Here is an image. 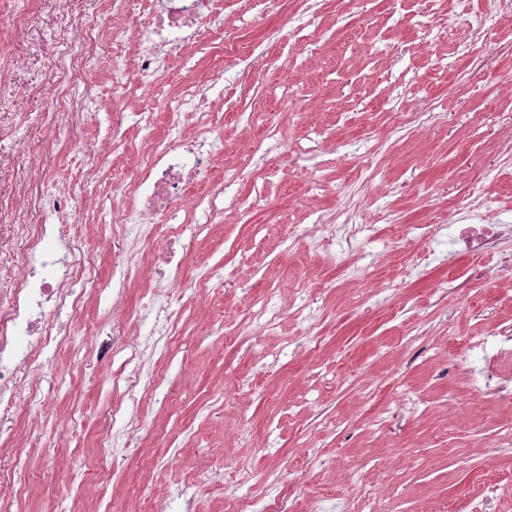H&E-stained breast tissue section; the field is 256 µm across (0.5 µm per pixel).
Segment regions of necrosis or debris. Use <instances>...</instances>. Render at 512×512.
Listing matches in <instances>:
<instances>
[{"instance_id": "1", "label": "necrosis or debris", "mask_w": 512, "mask_h": 512, "mask_svg": "<svg viewBox=\"0 0 512 512\" xmlns=\"http://www.w3.org/2000/svg\"><path fill=\"white\" fill-rule=\"evenodd\" d=\"M219 0H152L146 19H132L128 40L138 48L134 58L122 51L112 53V69L124 73L122 92L149 87L163 69L171 50L192 57L201 38L200 25L209 22L223 27ZM219 130L209 136H187L172 127L168 137L150 140L141 174L121 186L112 207V221L125 235L133 236L152 273L164 277L169 270H181L178 251L187 225L197 215L213 219L223 215L224 193L213 191L193 200L180 201L187 188L203 174L213 143L222 141ZM27 214L9 225L8 231L20 246L0 268V419L20 414L41 416L44 412L42 380L53 368L56 350L65 339L56 322L67 314L80 322L85 313L86 288L81 274L60 254L70 239L72 213L68 195L47 201L33 197L26 201ZM164 233H157V226ZM504 235L502 225L485 211L480 224L454 225L449 238L455 248L480 261L497 249Z\"/></svg>"}]
</instances>
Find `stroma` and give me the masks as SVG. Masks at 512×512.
Listing matches in <instances>:
<instances>
[{"label":"stroma","mask_w":512,"mask_h":512,"mask_svg":"<svg viewBox=\"0 0 512 512\" xmlns=\"http://www.w3.org/2000/svg\"><path fill=\"white\" fill-rule=\"evenodd\" d=\"M497 0H284L261 11L224 0L225 31L267 57L246 68L207 31L193 58L169 54L159 86L119 97L101 57L86 62L84 109L50 114L62 73L54 59L82 21L102 20L111 45L128 15L112 0H10L0 9V196L73 189L78 219L68 258L88 285L112 279V253L135 254L103 200L140 167L142 146L172 124L198 134L221 125L194 190L234 181L248 206L214 223L189 225L187 264L166 303L180 310L181 336L143 351L154 391H138L137 431L120 463L101 456L102 429L121 433L112 363L93 348L112 304L88 296L83 321L43 384L48 410L18 419L22 439L0 446V465L22 464L27 494L0 483V512H224L234 479L257 505L290 496L293 512H469L484 483L499 484L487 512H512V401L490 405L471 390L478 340L498 345L512 324V281L445 292L468 258L448 250V227L481 221L478 204L512 228V12ZM493 13L477 71L460 44L477 17ZM25 16L17 25L16 16ZM222 73L231 110L172 113L184 85ZM150 103L155 122L113 137V110ZM438 119L399 126L396 112L423 105ZM251 113L250 121L239 112ZM55 148H48V139ZM260 140L263 151L243 148ZM82 141L86 152L71 151ZM470 198L475 211L459 215ZM327 224L334 260L303 237ZM369 230L345 240L342 224ZM223 276L202 283L208 269ZM275 312L268 324L260 308ZM320 455L323 466L308 467ZM371 489L361 503L357 487Z\"/></svg>","instance_id":"1"}]
</instances>
